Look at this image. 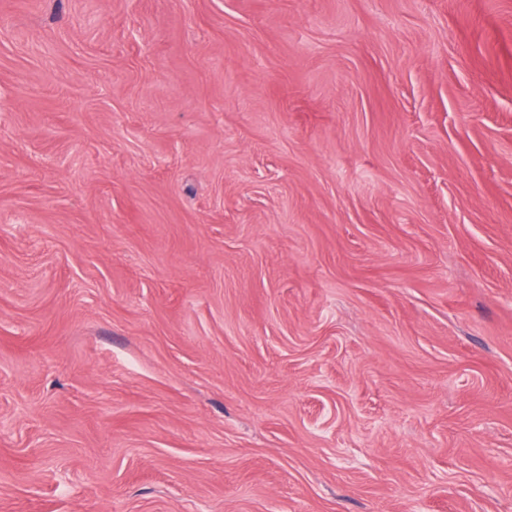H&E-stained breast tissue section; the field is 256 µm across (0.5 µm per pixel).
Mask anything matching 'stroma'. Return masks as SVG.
Segmentation results:
<instances>
[{
  "label": "stroma",
  "mask_w": 512,
  "mask_h": 512,
  "mask_svg": "<svg viewBox=\"0 0 512 512\" xmlns=\"http://www.w3.org/2000/svg\"><path fill=\"white\" fill-rule=\"evenodd\" d=\"M0 512H512V0H0Z\"/></svg>",
  "instance_id": "1"
}]
</instances>
